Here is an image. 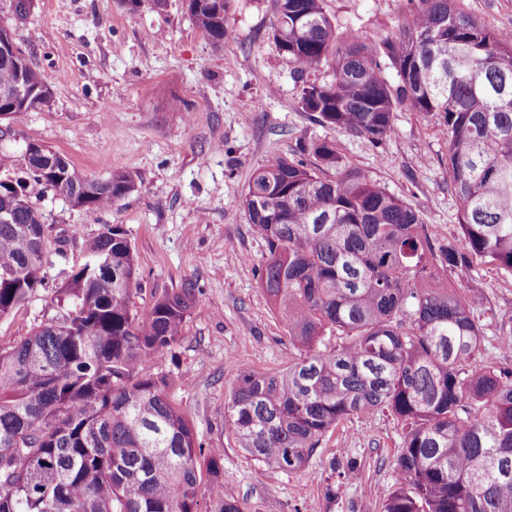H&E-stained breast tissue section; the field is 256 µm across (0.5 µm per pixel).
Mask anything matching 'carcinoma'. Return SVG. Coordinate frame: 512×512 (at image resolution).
<instances>
[{"label":"carcinoma","instance_id":"carcinoma-1","mask_svg":"<svg viewBox=\"0 0 512 512\" xmlns=\"http://www.w3.org/2000/svg\"><path fill=\"white\" fill-rule=\"evenodd\" d=\"M195 26L224 45L229 0H186ZM273 38L294 72L332 60V81L303 89L317 121L378 141L394 104L436 118L448 140V186L461 202L460 245L433 247L420 215L384 187L342 167L336 146L278 158L253 173L243 205L269 258L262 286L299 357L278 372L239 370L224 407L255 460L301 469L343 420L387 410L403 424L395 489L383 512H512V366L473 363L485 336L471 304L443 282L470 274L469 257L512 272V37L464 12L459 0H420L398 38L369 46L336 34L324 0H276ZM399 78L391 89L380 59ZM23 84L31 97L11 93ZM49 103L43 73L0 55V114ZM34 183L87 211L134 187L114 171L90 180L64 156L28 145ZM0 319L43 285L49 227L27 181L0 178ZM111 261L85 263L57 297L66 310L0 350V512H197L206 476L211 512L224 498V453L203 451L167 395L172 379L147 365L176 346L194 288L133 309L135 259L119 224L86 245ZM341 343L329 346L327 337ZM349 459L325 498L356 479Z\"/></svg>","mask_w":512,"mask_h":512}]
</instances>
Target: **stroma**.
Here are the masks:
<instances>
[{
    "instance_id": "obj_1",
    "label": "stroma",
    "mask_w": 512,
    "mask_h": 512,
    "mask_svg": "<svg viewBox=\"0 0 512 512\" xmlns=\"http://www.w3.org/2000/svg\"><path fill=\"white\" fill-rule=\"evenodd\" d=\"M417 6L325 0L337 33L356 32L370 46L395 39ZM275 13L276 0H230L228 37L218 49L194 26L184 0H168L161 11L130 0H34L20 20L11 0H0V23L18 30L50 92L48 106L0 120V150L16 158L10 178H28L25 152L35 143L88 178L124 171L134 179L122 200L96 212L30 183V199L51 229L44 285L0 319V349L61 316L56 296L84 263L86 241L122 225L137 264V311L185 286L195 289L179 345L149 369L173 376L169 397L203 448L223 449L225 496L244 512H382L402 442L393 415L342 421L290 473L254 460L225 423L238 368L276 372L299 355L261 286L268 251L242 196L256 168L299 157L304 145L325 139L345 169L410 204L435 245L456 243L459 200L448 187V142L434 118L406 106L393 114L394 134L376 142L318 123L302 108V90L329 82L333 64L293 78L272 36ZM447 283L473 302L485 336L477 364H504L497 338L512 333V273L476 258L467 279L451 273ZM349 458L358 460L359 478L328 505L330 463Z\"/></svg>"
}]
</instances>
